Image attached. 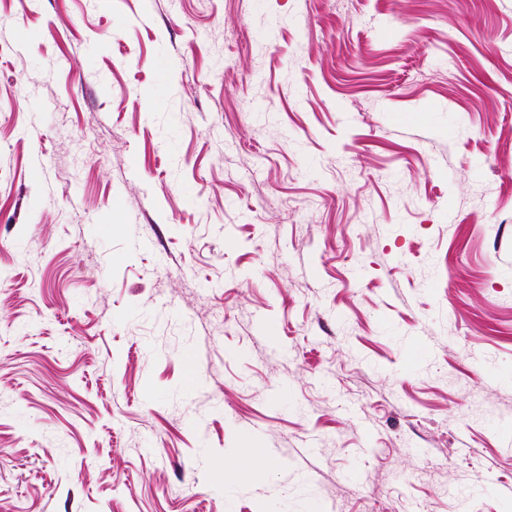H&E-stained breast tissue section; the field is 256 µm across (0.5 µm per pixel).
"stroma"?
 <instances>
[{"label":"stroma","mask_w":512,"mask_h":512,"mask_svg":"<svg viewBox=\"0 0 512 512\" xmlns=\"http://www.w3.org/2000/svg\"><path fill=\"white\" fill-rule=\"evenodd\" d=\"M507 424L512 0H0V512H512Z\"/></svg>","instance_id":"1"}]
</instances>
